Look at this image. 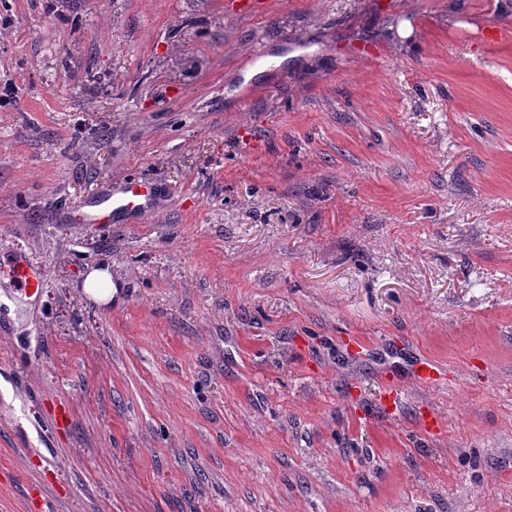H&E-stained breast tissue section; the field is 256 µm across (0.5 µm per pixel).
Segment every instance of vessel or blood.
<instances>
[{
    "label": "vessel or blood",
    "instance_id": "obj_1",
    "mask_svg": "<svg viewBox=\"0 0 512 512\" xmlns=\"http://www.w3.org/2000/svg\"><path fill=\"white\" fill-rule=\"evenodd\" d=\"M155 189L151 183L129 181L90 195L84 203L81 221L85 224H112L130 214L149 212L154 204ZM42 264L20 257L8 266H0V283L34 295L44 286Z\"/></svg>",
    "mask_w": 512,
    "mask_h": 512
}]
</instances>
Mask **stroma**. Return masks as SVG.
<instances>
[{
	"label": "stroma",
	"mask_w": 512,
	"mask_h": 512,
	"mask_svg": "<svg viewBox=\"0 0 512 512\" xmlns=\"http://www.w3.org/2000/svg\"><path fill=\"white\" fill-rule=\"evenodd\" d=\"M495 25L512 0H0V263L47 274L0 285V512H512ZM130 179L149 214L65 223ZM45 268L26 256L10 262L7 268L0 265V283L18 288L26 295L38 294L44 286ZM85 294L98 303H111L119 293L120 286L113 282L112 272L106 266L91 270L83 284Z\"/></svg>",
	"instance_id": "stroma-1"
}]
</instances>
